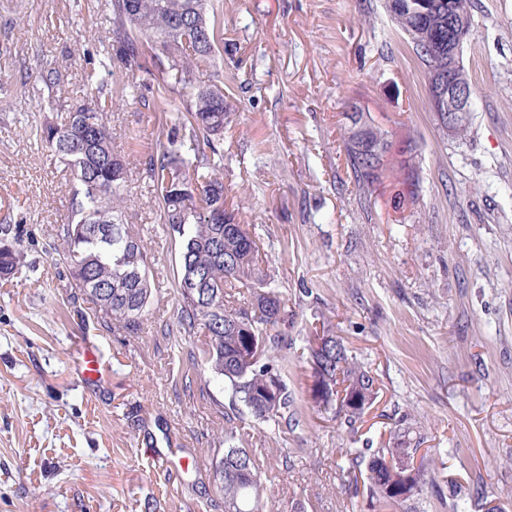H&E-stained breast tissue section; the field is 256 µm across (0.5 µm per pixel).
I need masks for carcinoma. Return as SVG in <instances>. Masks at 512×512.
Here are the masks:
<instances>
[{
	"instance_id": "carcinoma-1",
	"label": "carcinoma",
	"mask_w": 512,
	"mask_h": 512,
	"mask_svg": "<svg viewBox=\"0 0 512 512\" xmlns=\"http://www.w3.org/2000/svg\"><path fill=\"white\" fill-rule=\"evenodd\" d=\"M384 8L412 47L426 75L448 71L457 48L452 18L474 23L473 0H384ZM110 27L102 67L116 62L135 73L154 69L161 78L192 82L194 69L224 54V0H110ZM87 102L68 110L64 121L46 120L33 135L64 165L79 189L70 199L67 220L55 228L54 248L66 265L69 285L92 304V316L130 332L140 329L154 302L150 256L123 214L133 167H141L160 203V219L178 242L180 308L171 329L204 336L187 370L205 368L224 384L236 416L224 427V470L214 472L224 495V512H259L260 460L238 444L250 419L253 429L276 432L299 424L295 398L272 350L288 345L277 331L289 314L274 289L251 225L229 207L224 181L213 158L223 159L224 126L230 113L224 86H199L188 116L173 124L166 140L131 163L112 147L107 127L108 99L95 69L85 72ZM347 167L360 187L382 182L394 171L388 131L361 112L351 115L343 135ZM20 244H0V275L7 279L21 264ZM314 377L324 395L312 402L332 410L353 428L378 397L372 372L349 357L343 341L327 331L308 337ZM396 446L418 447L410 427L390 437ZM390 449L378 448L367 469L368 490L379 503H403L423 494V467L409 494L396 490Z\"/></svg>"
}]
</instances>
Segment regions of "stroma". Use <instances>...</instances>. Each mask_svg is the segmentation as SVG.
<instances>
[{"instance_id":"obj_1","label":"stroma","mask_w":512,"mask_h":512,"mask_svg":"<svg viewBox=\"0 0 512 512\" xmlns=\"http://www.w3.org/2000/svg\"><path fill=\"white\" fill-rule=\"evenodd\" d=\"M464 64L480 91L472 133L444 137L427 79L383 0H224V61L196 73L224 83L232 110L216 172L252 224L292 319L277 351L299 426L262 441L264 512H406L371 501L372 449L413 427L430 460L415 512H452L481 492L512 512V0H477ZM109 0H0V216L25 263L0 279V512H224L213 467L229 399L203 373L182 375L196 336L174 341V245L145 174L124 214L148 247L158 298L137 334L82 319L52 248L74 180L30 137L45 113L47 70L83 99L102 51ZM108 114L122 154L153 147L175 115L152 112L162 82L112 66ZM371 113L416 198L392 181L360 189L342 148L346 114ZM339 336L380 391L362 424L313 408L302 352L313 324ZM90 340L99 380L74 345Z\"/></svg>"}]
</instances>
